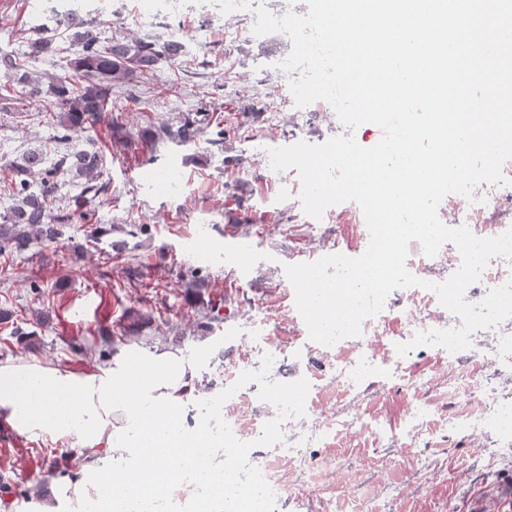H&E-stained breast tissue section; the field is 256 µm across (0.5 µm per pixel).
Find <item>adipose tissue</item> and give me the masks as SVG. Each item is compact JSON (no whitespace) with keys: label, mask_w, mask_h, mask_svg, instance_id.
Wrapping results in <instances>:
<instances>
[{"label":"adipose tissue","mask_w":512,"mask_h":512,"mask_svg":"<svg viewBox=\"0 0 512 512\" xmlns=\"http://www.w3.org/2000/svg\"><path fill=\"white\" fill-rule=\"evenodd\" d=\"M199 396L192 358L170 346L123 356L95 373L37 359L0 361V417L19 435H47L77 448L72 477L57 486L53 498L36 503L34 512H89L113 476L103 463L115 456L132 457L144 484L155 491L139 495L123 487L113 491V500L152 512L158 495L193 496L191 484L171 475L153 449L204 442L205 427L173 428L186 403Z\"/></svg>","instance_id":"adipose-tissue-1"}]
</instances>
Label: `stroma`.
Segmentation results:
<instances>
[{
  "label": "stroma",
  "instance_id": "obj_1",
  "mask_svg": "<svg viewBox=\"0 0 512 512\" xmlns=\"http://www.w3.org/2000/svg\"><path fill=\"white\" fill-rule=\"evenodd\" d=\"M0 0V48L24 49L32 28L59 27L71 0ZM308 12L304 0H107L103 37L165 40L178 34L184 56L139 76L133 93H113V120L133 147L110 139L105 124L80 143L100 157L105 190L90 224H65L57 240L33 239L0 253V359L35 358L77 370L106 363L99 335L115 352L169 344L194 356L193 421L224 412L247 442L241 470L273 471L283 492L275 512H512V433L493 421L512 416V318L471 334L468 349L412 346L408 320L420 312L432 329L461 327L425 287L390 292L367 336L325 346L295 324L285 266L363 247L361 211L327 208L321 219L301 207L296 169L271 166V149L353 137L370 148L373 123L352 129L326 101L300 107L283 33L255 35L258 10ZM176 92H168L170 83ZM152 100V111L139 102ZM198 114L200 132L186 145L144 147L163 122ZM55 129L22 118L0 101V209L12 203L10 165L34 147L56 155ZM495 185L472 197L446 196L440 220L466 209L476 234L512 226V197L489 205ZM97 237H89L90 228ZM150 316L140 333L134 313ZM274 421L277 442L261 435ZM70 444L19 436L0 418V497L30 512L25 493L52 496L74 469Z\"/></svg>",
  "mask_w": 512,
  "mask_h": 512
}]
</instances>
